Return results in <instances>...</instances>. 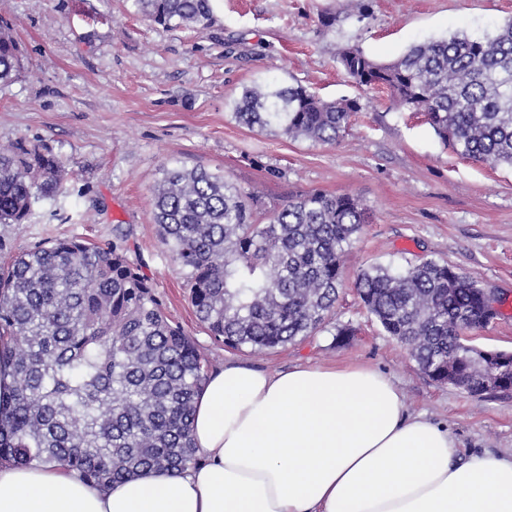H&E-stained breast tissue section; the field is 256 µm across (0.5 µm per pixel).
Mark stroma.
Wrapping results in <instances>:
<instances>
[{
  "mask_svg": "<svg viewBox=\"0 0 512 512\" xmlns=\"http://www.w3.org/2000/svg\"><path fill=\"white\" fill-rule=\"evenodd\" d=\"M216 0L205 27H163L133 0H0L23 50L18 79L0 85V144L38 147L69 173L64 192L35 200L25 223L0 224V263L58 238L122 243L168 317L212 369L237 362L278 372L298 364H364L403 392L409 413L454 436L461 456L512 453V390L474 398L431 381L356 294L375 264L432 257L478 281L497 317L473 345L512 351V168L464 158L387 93L358 88L338 63L359 46L379 63L455 33L481 37L512 20V0ZM336 15L333 27L323 13ZM276 80L360 110L333 145L249 128L233 115L243 92ZM201 167L258 192L262 211L315 191L350 193L369 224L344 257V284L323 327L271 353L214 342L185 275L164 251L152 194L165 168ZM350 329L336 344L338 329Z\"/></svg>",
  "mask_w": 512,
  "mask_h": 512,
  "instance_id": "obj_1",
  "label": "stroma"
}]
</instances>
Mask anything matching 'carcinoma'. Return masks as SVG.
<instances>
[{
    "label": "carcinoma",
    "mask_w": 512,
    "mask_h": 512,
    "mask_svg": "<svg viewBox=\"0 0 512 512\" xmlns=\"http://www.w3.org/2000/svg\"><path fill=\"white\" fill-rule=\"evenodd\" d=\"M150 21L206 26L212 0H133ZM359 86L388 89L420 112L443 143L475 161L512 167V21L493 37L453 35L379 64L356 47L339 56ZM21 50L0 23V84L15 81ZM354 99L325 101L301 85L244 91L235 117L289 138L334 144ZM60 162L38 147L0 148V224H22L33 202L61 192ZM258 195L224 175L165 171L153 192L160 243L185 274L209 336L224 346L272 351L323 327L342 286L343 257L368 223L353 194L314 192L283 202L258 223ZM383 330L431 380L470 381L485 366L512 389V353L466 336L490 323L479 281L426 258L399 269L373 265L355 284ZM14 388L0 400V460L62 466L101 486L150 470L197 463L194 399L208 364L166 316L149 280L116 244L55 239L0 267V357Z\"/></svg>",
    "instance_id": "1"
}]
</instances>
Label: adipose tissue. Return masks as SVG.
<instances>
[{
    "instance_id": "ef3b65f1",
    "label": "adipose tissue",
    "mask_w": 512,
    "mask_h": 512,
    "mask_svg": "<svg viewBox=\"0 0 512 512\" xmlns=\"http://www.w3.org/2000/svg\"><path fill=\"white\" fill-rule=\"evenodd\" d=\"M199 463L102 488L0 460V512H512V455L460 457L378 371L226 363L195 399Z\"/></svg>"
}]
</instances>
